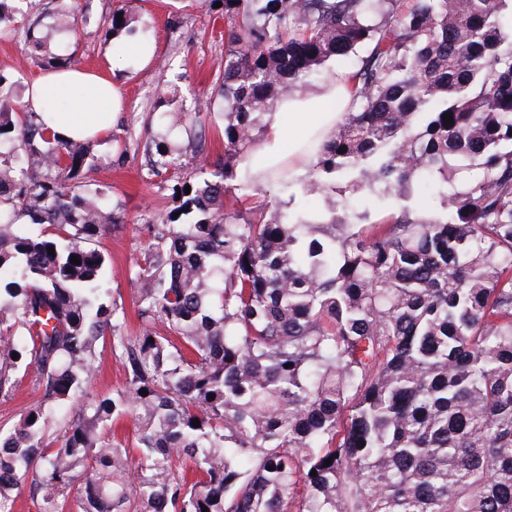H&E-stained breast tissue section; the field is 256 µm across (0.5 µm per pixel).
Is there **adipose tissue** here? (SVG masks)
<instances>
[{"label":"adipose tissue","mask_w":512,"mask_h":512,"mask_svg":"<svg viewBox=\"0 0 512 512\" xmlns=\"http://www.w3.org/2000/svg\"><path fill=\"white\" fill-rule=\"evenodd\" d=\"M358 88L357 79L345 72L328 77L307 97L278 104L264 143L251 158L255 171L284 160L293 178L305 176L315 161V145L328 139L344 120V109L351 106ZM335 97L342 100L343 110L326 111L325 103ZM26 104L64 140L101 133L122 110L119 89L106 74L79 70L39 74L30 83Z\"/></svg>","instance_id":"adipose-tissue-1"}]
</instances>
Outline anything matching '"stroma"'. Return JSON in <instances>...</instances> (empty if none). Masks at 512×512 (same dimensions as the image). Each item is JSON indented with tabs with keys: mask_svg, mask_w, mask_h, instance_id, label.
Segmentation results:
<instances>
[{
	"mask_svg": "<svg viewBox=\"0 0 512 512\" xmlns=\"http://www.w3.org/2000/svg\"><path fill=\"white\" fill-rule=\"evenodd\" d=\"M81 4L86 23L78 32L56 34L38 54L22 51L15 38L0 34V71L25 85L44 71L46 58L55 57L69 60L74 68L106 73L119 87L126 108L107 131L86 140L90 156L82 181L84 191L99 197L119 216L97 247L108 259V276L120 288L128 314L127 333L135 336L141 325L127 272L142 245L138 227L149 214L166 213L177 206L165 184L145 177V131L157 112H176L193 99L209 96L215 66L224 56V11L197 8L193 0H127L128 22L115 32L110 18L117 0H81ZM145 32L154 52L146 65L138 66L124 59L122 51L128 43L140 41ZM202 121L204 148H197L193 131L181 128L176 132V145L190 170L224 156L221 107H214ZM125 383L123 365L113 355L111 342L98 344L87 395L108 396ZM41 397L30 378H23L11 398H0V431L12 430L39 407Z\"/></svg>",
	"mask_w": 512,
	"mask_h": 512,
	"instance_id": "stroma-1",
	"label": "stroma"
}]
</instances>
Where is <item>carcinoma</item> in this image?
Listing matches in <instances>:
<instances>
[{
	"label": "carcinoma",
	"instance_id": "cac0c4a2",
	"mask_svg": "<svg viewBox=\"0 0 512 512\" xmlns=\"http://www.w3.org/2000/svg\"><path fill=\"white\" fill-rule=\"evenodd\" d=\"M219 1L224 160L187 173L170 134L189 113H159L147 178L181 204L139 228L138 336L107 303L95 243L115 215L81 191L88 150L3 111L15 81L0 71V398L21 376L42 392L0 436V512L33 464L39 512H59L83 462L81 512H512V0L202 5ZM81 17L80 0L46 32L0 13L32 52ZM353 57L358 100L302 191L383 203L420 179L439 208L290 214L288 167L265 171L260 196L240 179L274 103ZM25 218L54 232H23ZM107 335L126 384L76 406ZM128 414L130 448L106 434Z\"/></svg>",
	"mask_w": 512,
	"mask_h": 512
}]
</instances>
